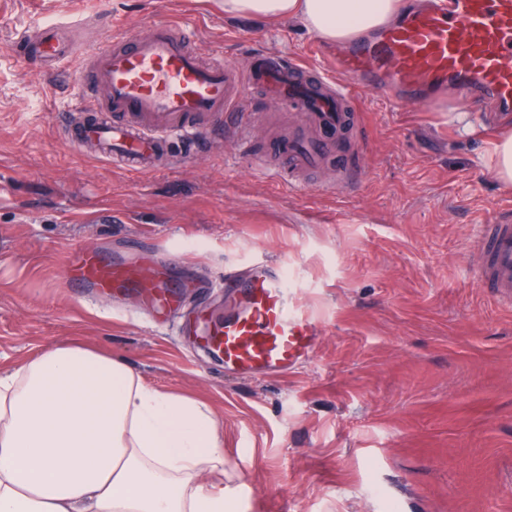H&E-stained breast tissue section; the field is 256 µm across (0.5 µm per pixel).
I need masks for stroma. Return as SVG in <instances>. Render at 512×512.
Here are the masks:
<instances>
[{
	"label": "stroma",
	"mask_w": 512,
	"mask_h": 512,
	"mask_svg": "<svg viewBox=\"0 0 512 512\" xmlns=\"http://www.w3.org/2000/svg\"><path fill=\"white\" fill-rule=\"evenodd\" d=\"M140 33L191 23L196 48L243 66L261 48L321 64L300 24L228 19L217 0H0V363L68 340L112 354L149 385L209 404L224 433L229 512H512V310L471 271L480 225L512 206L490 162L512 126L493 106L478 131L449 123L455 90L392 108L359 91L368 151L359 188L297 192L264 166L293 116L264 106L252 152L210 136L198 156L135 174L70 144L77 61L27 63L16 42L50 21L80 42L105 17ZM182 253L171 274L185 311L224 315L199 281L225 267L282 263L322 329L310 363L234 379L138 297L75 294L65 255Z\"/></svg>",
	"instance_id": "obj_1"
}]
</instances>
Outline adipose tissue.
Masks as SVG:
<instances>
[{"instance_id": "obj_1", "label": "adipose tissue", "mask_w": 512, "mask_h": 512, "mask_svg": "<svg viewBox=\"0 0 512 512\" xmlns=\"http://www.w3.org/2000/svg\"><path fill=\"white\" fill-rule=\"evenodd\" d=\"M228 16L295 21L344 43L399 0H223ZM224 440L208 405L151 387L78 342L0 369V512H224Z\"/></svg>"}]
</instances>
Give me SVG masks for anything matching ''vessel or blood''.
<instances>
[{
	"mask_svg": "<svg viewBox=\"0 0 512 512\" xmlns=\"http://www.w3.org/2000/svg\"><path fill=\"white\" fill-rule=\"evenodd\" d=\"M195 39L188 24L158 23L141 34L116 32L109 44L77 46L65 39L62 25L52 23L21 44L50 63L80 57L73 91L84 106L72 136L137 173L158 168L172 142L195 148L207 130H225L241 151H249L260 115L236 106L246 85L261 99L299 114L300 128L281 141L284 164L273 174L302 191L307 185L300 172L334 158L340 161L336 190L358 187L357 165L340 159L363 136L355 91L381 92L396 106L428 105L453 85L463 107L473 109L490 98L512 112V0H432L405 9L378 35L329 52L336 64L332 74L274 51L250 55L242 68L219 57L206 62L191 49ZM471 252L478 280L511 310V209L482 226ZM179 261L174 252L141 264L74 248L65 277L73 287L103 296L116 289L140 291L147 308L164 313L178 302L168 271ZM220 286L225 295L245 301L243 309L202 332L225 375L278 376L309 362L319 328L293 305L282 265L225 268Z\"/></svg>",
	"mask_w": 512,
	"mask_h": 512,
	"instance_id": "obj_1",
	"label": "vessel or blood"
}]
</instances>
